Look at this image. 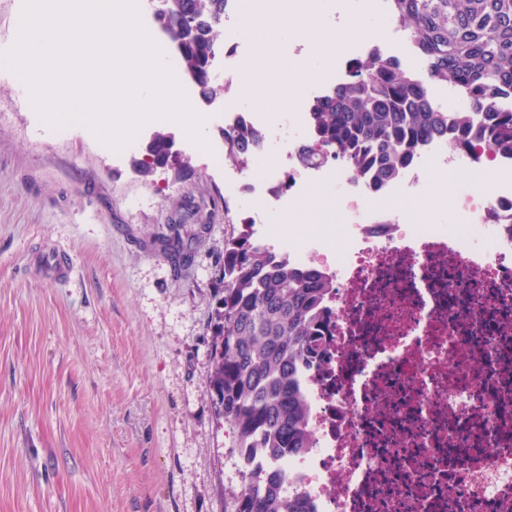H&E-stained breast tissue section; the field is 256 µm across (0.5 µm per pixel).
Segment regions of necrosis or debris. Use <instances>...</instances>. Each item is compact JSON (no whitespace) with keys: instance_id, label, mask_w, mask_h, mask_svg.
<instances>
[{"instance_id":"necrosis-or-debris-1","label":"necrosis or debris","mask_w":512,"mask_h":512,"mask_svg":"<svg viewBox=\"0 0 512 512\" xmlns=\"http://www.w3.org/2000/svg\"><path fill=\"white\" fill-rule=\"evenodd\" d=\"M238 3L224 13L214 78L243 61ZM263 165L224 164V190L255 200L247 220L293 212L318 188L344 187L353 223L289 237L297 264L325 251L333 288L330 356L305 371L312 446L280 462L285 491L314 512H512V160L490 150L428 148L384 199L448 205L460 224H411L363 207L336 160L304 165L293 142L260 145ZM494 176L491 190L452 187L449 171Z\"/></svg>"}]
</instances>
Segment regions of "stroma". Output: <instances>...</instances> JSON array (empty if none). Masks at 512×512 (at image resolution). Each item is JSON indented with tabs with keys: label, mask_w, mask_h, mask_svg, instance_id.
<instances>
[{
	"label": "stroma",
	"mask_w": 512,
	"mask_h": 512,
	"mask_svg": "<svg viewBox=\"0 0 512 512\" xmlns=\"http://www.w3.org/2000/svg\"><path fill=\"white\" fill-rule=\"evenodd\" d=\"M379 2L318 0L320 29L389 21ZM189 99L210 147L225 109H256L241 88ZM29 100L0 71V512H231L239 463L207 390L208 323L252 201L225 196L223 168L178 125L164 131L186 167L147 181L86 125L53 135ZM347 221L326 189L266 235ZM39 253L70 276L40 275Z\"/></svg>",
	"instance_id": "35a3bbf8"
}]
</instances>
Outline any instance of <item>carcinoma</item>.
I'll return each instance as SVG.
<instances>
[{"label":"carcinoma","mask_w":512,"mask_h":512,"mask_svg":"<svg viewBox=\"0 0 512 512\" xmlns=\"http://www.w3.org/2000/svg\"><path fill=\"white\" fill-rule=\"evenodd\" d=\"M227 0H169L172 35L183 21H198V33L176 47L185 76L203 98L223 95L211 79L215 46L224 39L220 17ZM422 61L420 73L375 47L350 65L347 79L308 103L310 136L299 151L304 164L334 157L356 179L376 190L399 175L417 150L446 141L459 150L479 146L512 155V0H386ZM450 88L469 108L449 112L433 90ZM229 159L250 166L258 132L240 124L221 130ZM173 141L154 134L146 160L135 165L143 179L173 163ZM215 307L210 321L208 386L234 437L240 488L232 512H308L285 496L288 475L277 467L286 454L310 447L307 406L298 378L320 364L330 315V283L321 268L295 267L253 239L252 225L224 245Z\"/></svg>","instance_id":"carcinoma-1"}]
</instances>
